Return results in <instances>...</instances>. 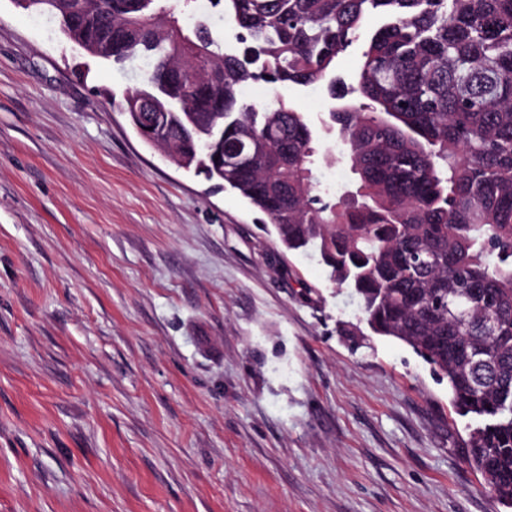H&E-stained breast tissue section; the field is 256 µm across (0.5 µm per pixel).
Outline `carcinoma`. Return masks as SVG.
<instances>
[{
    "label": "carcinoma",
    "instance_id": "obj_1",
    "mask_svg": "<svg viewBox=\"0 0 512 512\" xmlns=\"http://www.w3.org/2000/svg\"><path fill=\"white\" fill-rule=\"evenodd\" d=\"M195 0H24L56 14L65 38L120 66L151 70L112 100L130 123L163 120L150 143L176 167L231 189L289 252L315 248L366 323L447 379L474 421L466 460L512 506V0H216L234 24L193 17ZM357 83L336 58L364 19ZM324 82L352 186L329 196L332 162L303 113L250 84ZM224 160L219 163L214 157Z\"/></svg>",
    "mask_w": 512,
    "mask_h": 512
}]
</instances>
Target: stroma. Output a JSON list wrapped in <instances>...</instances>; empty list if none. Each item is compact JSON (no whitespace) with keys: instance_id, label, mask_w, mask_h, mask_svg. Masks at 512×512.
Listing matches in <instances>:
<instances>
[{"instance_id":"1","label":"stroma","mask_w":512,"mask_h":512,"mask_svg":"<svg viewBox=\"0 0 512 512\" xmlns=\"http://www.w3.org/2000/svg\"><path fill=\"white\" fill-rule=\"evenodd\" d=\"M142 68L0 0V512H512L447 380L107 103ZM243 96L349 185L325 89Z\"/></svg>"}]
</instances>
